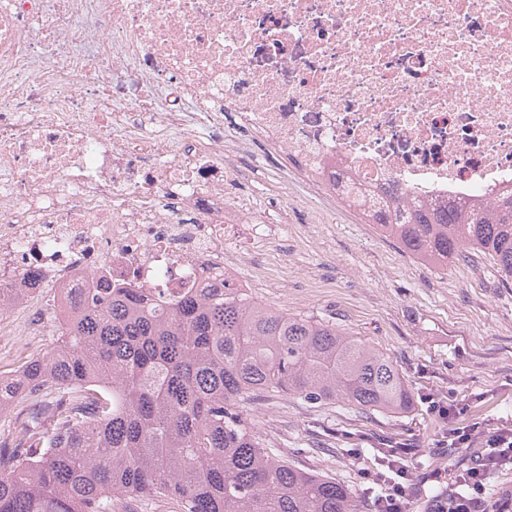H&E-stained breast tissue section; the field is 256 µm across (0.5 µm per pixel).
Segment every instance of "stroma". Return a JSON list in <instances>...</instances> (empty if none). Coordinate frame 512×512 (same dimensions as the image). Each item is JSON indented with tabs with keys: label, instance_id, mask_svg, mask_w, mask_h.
<instances>
[{
	"label": "stroma",
	"instance_id": "1",
	"mask_svg": "<svg viewBox=\"0 0 512 512\" xmlns=\"http://www.w3.org/2000/svg\"><path fill=\"white\" fill-rule=\"evenodd\" d=\"M244 178L267 222L288 225L286 248L265 249L269 278L254 299L291 314L334 317L390 356L417 401L412 412L394 417L273 399L253 411L258 437L298 468L345 482L357 512H370L377 494L361 469L375 466L389 447L408 449L417 465L409 512H432L433 497L454 485V466L471 462L475 452L437 446L444 426L423 397L452 392L489 425L512 419V281L500 280L480 258L444 273L416 263L345 211L310 235L318 200L268 182L255 162L245 163ZM53 341L48 323L29 334L4 319L0 373L46 353Z\"/></svg>",
	"mask_w": 512,
	"mask_h": 512
}]
</instances>
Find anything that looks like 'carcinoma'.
<instances>
[{"instance_id":"obj_1","label":"carcinoma","mask_w":512,"mask_h":512,"mask_svg":"<svg viewBox=\"0 0 512 512\" xmlns=\"http://www.w3.org/2000/svg\"><path fill=\"white\" fill-rule=\"evenodd\" d=\"M400 250L441 270L482 256L512 279V187L416 197L372 214ZM53 347L0 376L23 438L0 440V512H112V499L180 512H356L349 486L262 442L260 397L405 414L414 396L382 349L326 318L237 288L179 299L106 280L53 325ZM112 512H179L171 501L112 499Z\"/></svg>"}]
</instances>
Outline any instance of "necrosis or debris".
<instances>
[{"label": "necrosis or debris", "mask_w": 512, "mask_h": 512, "mask_svg": "<svg viewBox=\"0 0 512 512\" xmlns=\"http://www.w3.org/2000/svg\"><path fill=\"white\" fill-rule=\"evenodd\" d=\"M329 207L512 184V0H0V304L251 293L241 163Z\"/></svg>", "instance_id": "necrosis-or-debris-1"}]
</instances>
